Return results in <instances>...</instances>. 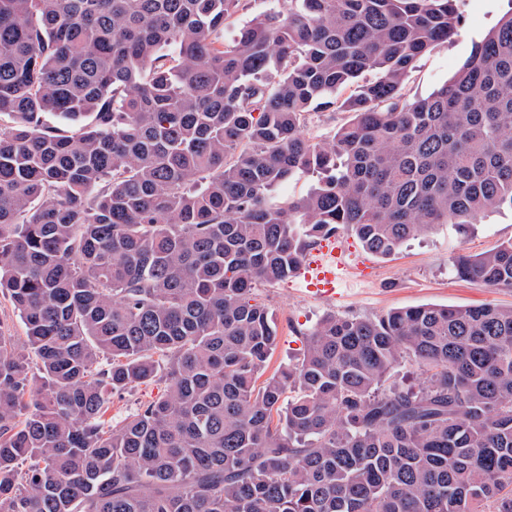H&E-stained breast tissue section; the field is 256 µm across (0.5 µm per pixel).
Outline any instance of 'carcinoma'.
Masks as SVG:
<instances>
[{
    "instance_id": "1",
    "label": "carcinoma",
    "mask_w": 512,
    "mask_h": 512,
    "mask_svg": "<svg viewBox=\"0 0 512 512\" xmlns=\"http://www.w3.org/2000/svg\"><path fill=\"white\" fill-rule=\"evenodd\" d=\"M456 2L286 0L226 41L244 0H0V292L26 328L0 333V512H512V308L329 315L268 375L254 298L340 229L388 257L512 210V11L405 95ZM450 262L512 288V240ZM403 361L418 388L387 384ZM347 119L345 112H311L308 116L307 131L310 135L325 138L336 126ZM316 178L308 174H302L286 183L277 192V198L280 201L296 200L304 195L314 185ZM163 390L161 386H142L135 392L120 396H112V404L109 416L113 422H119L127 416L135 407L138 401H146L158 395Z\"/></svg>"
}]
</instances>
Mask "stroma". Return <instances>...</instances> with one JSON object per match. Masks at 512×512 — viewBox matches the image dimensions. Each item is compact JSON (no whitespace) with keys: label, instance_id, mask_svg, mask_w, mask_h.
Returning a JSON list of instances; mask_svg holds the SVG:
<instances>
[{"label":"stroma","instance_id":"obj_1","mask_svg":"<svg viewBox=\"0 0 512 512\" xmlns=\"http://www.w3.org/2000/svg\"><path fill=\"white\" fill-rule=\"evenodd\" d=\"M461 23L457 35L421 56L406 82L409 100L429 96L460 70L498 20L512 9V0H458ZM512 239V211L491 214L460 234L451 224L406 242L395 254L382 258L366 253L356 237L338 231L336 242L347 255L349 268L337 297L309 293L302 277L274 284L259 283L257 298L278 324L277 348L270 368L300 358L302 330L324 316L375 317L396 308L422 304L468 306L491 303L512 307V288H489L478 281L458 279L449 256L458 250L486 252Z\"/></svg>","mask_w":512,"mask_h":512}]
</instances>
